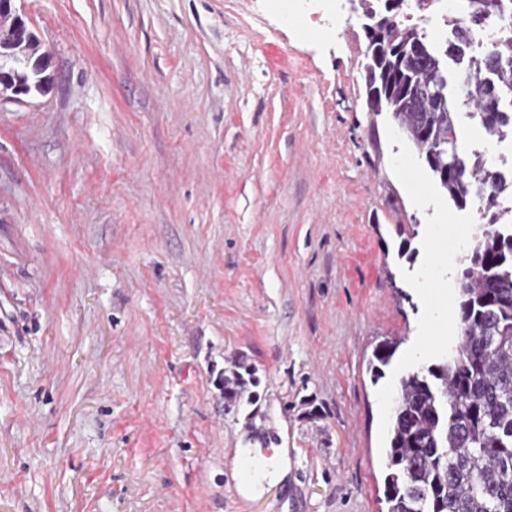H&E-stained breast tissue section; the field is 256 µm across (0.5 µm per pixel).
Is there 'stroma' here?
<instances>
[{"label": "stroma", "mask_w": 512, "mask_h": 512, "mask_svg": "<svg viewBox=\"0 0 512 512\" xmlns=\"http://www.w3.org/2000/svg\"><path fill=\"white\" fill-rule=\"evenodd\" d=\"M17 7L53 84L0 99V512H386L397 381L456 344L483 218L369 111L358 4ZM233 360L259 384L228 410ZM260 433L291 468L247 498Z\"/></svg>", "instance_id": "1"}]
</instances>
